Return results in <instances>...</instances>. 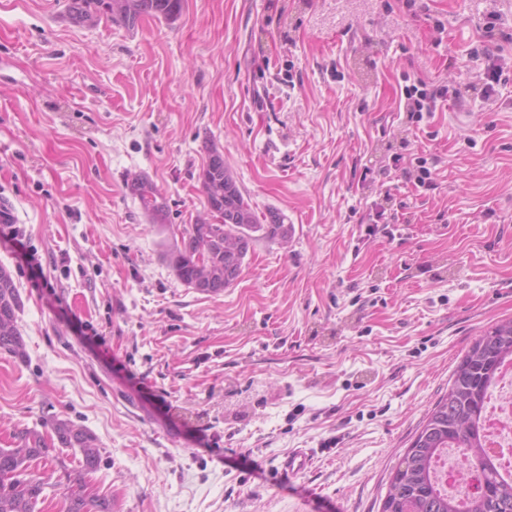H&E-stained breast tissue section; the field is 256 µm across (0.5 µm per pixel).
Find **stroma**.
<instances>
[{"label": "stroma", "instance_id": "1", "mask_svg": "<svg viewBox=\"0 0 512 512\" xmlns=\"http://www.w3.org/2000/svg\"><path fill=\"white\" fill-rule=\"evenodd\" d=\"M66 4L0 0V210L25 232L0 238L25 343L0 351V447L71 421L112 512H381L456 364L512 318V81L413 126L403 78L452 82L512 0H185L132 31ZM210 144L293 226L219 294L166 259L208 213ZM407 153L435 190L395 171ZM297 448L311 466L281 476ZM80 458L32 465L36 512H64ZM415 160V165L414 161ZM427 160L417 157L409 159L405 166L399 168L400 174L413 183L414 188L420 194L435 190L436 173L432 167H427ZM131 190L152 220L159 224L164 223L166 220L165 206L158 201L161 197L156 185L148 177L138 175L131 181Z\"/></svg>", "mask_w": 512, "mask_h": 512}]
</instances>
